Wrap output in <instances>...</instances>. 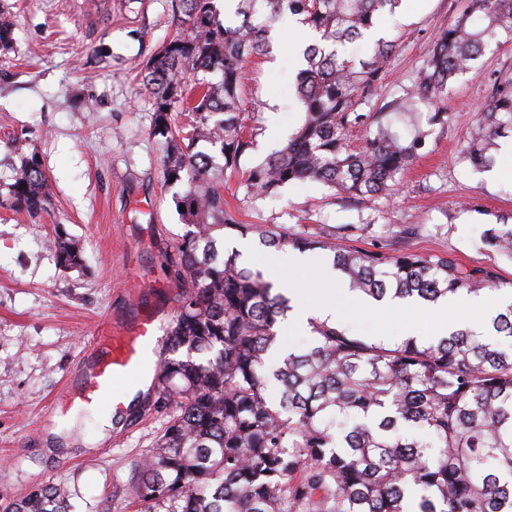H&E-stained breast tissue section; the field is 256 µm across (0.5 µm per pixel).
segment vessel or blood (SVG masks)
<instances>
[{"label":"vessel or blood","instance_id":"vessel-or-blood-1","mask_svg":"<svg viewBox=\"0 0 512 512\" xmlns=\"http://www.w3.org/2000/svg\"><path fill=\"white\" fill-rule=\"evenodd\" d=\"M168 324L161 313L151 312L98 337L86 374L62 391L61 410L104 405L113 416H122L128 379H143L150 387H157Z\"/></svg>","mask_w":512,"mask_h":512}]
</instances>
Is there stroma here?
<instances>
[{
    "mask_svg": "<svg viewBox=\"0 0 512 512\" xmlns=\"http://www.w3.org/2000/svg\"><path fill=\"white\" fill-rule=\"evenodd\" d=\"M466 0H402L383 29L397 47L382 87L366 104L402 139L415 130L425 146L396 194L364 206L319 184L298 183L273 199L246 198L241 174L222 189L242 224L280 225L318 235L344 224L362 228L358 244L390 241L405 227L413 250L454 252L464 262L496 265L512 281V262L483 251L480 234L512 217V139H500L496 165L473 170L462 158L469 130L494 81L512 78V45L486 52L479 69L448 86L447 121L411 98L436 35ZM177 0H0L12 19V43L0 50V186L23 157L36 155L48 177L51 206L37 219L0 208V501L38 484L66 481L72 512H137L135 465L149 455L167 419L147 393L113 427L101 411L68 412L53 404L66 379L87 361L105 318L126 323L153 307L175 313L182 290L168 262L184 225L176 188L167 185L160 147L150 134L153 109L139 68L177 31ZM312 34L274 27L272 50L254 59L243 96L253 147L240 167L279 149L302 124L294 89L297 48ZM84 248V268H58L49 247L54 225ZM344 323L390 338L430 337L427 305L377 316L337 304Z\"/></svg>",
    "mask_w": 512,
    "mask_h": 512,
    "instance_id": "1",
    "label": "stroma"
}]
</instances>
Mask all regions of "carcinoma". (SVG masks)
<instances>
[{"instance_id":"1","label":"carcinoma","mask_w":512,"mask_h":512,"mask_svg":"<svg viewBox=\"0 0 512 512\" xmlns=\"http://www.w3.org/2000/svg\"><path fill=\"white\" fill-rule=\"evenodd\" d=\"M401 0H179L178 29L142 67L153 106L151 135L163 145L165 183L185 231L175 247L174 281L185 285L167 331L169 357L158 399L174 410L137 465L135 496L147 512H512V303L486 332L459 329L424 341H384L347 326L310 321L313 343L271 365L277 324L289 300L224 253V230L258 234L265 246L321 248L352 286L376 300L390 294L434 303L511 287L497 267L452 253L407 247L409 228L373 249L282 228L237 224L214 186L251 149L241 114L250 59L271 47L272 25L290 15L315 34L295 79L305 118L288 142L245 171L247 197L266 199L313 182L356 202L389 196L422 141L379 129L361 148L348 133L368 128L363 105L385 79L396 41L371 37ZM371 45L359 60L349 48ZM512 43V0H467L433 42L413 98L444 103L448 83L475 70L483 53ZM188 105L191 130L172 112ZM512 132V80L494 82L470 132L464 159L492 165ZM0 206L37 218L47 212V177L35 156L14 169ZM57 266H83L79 241L51 239ZM512 260V224L482 239ZM277 391L269 394V384ZM67 483H48L0 505V512H71Z\"/></svg>"}]
</instances>
